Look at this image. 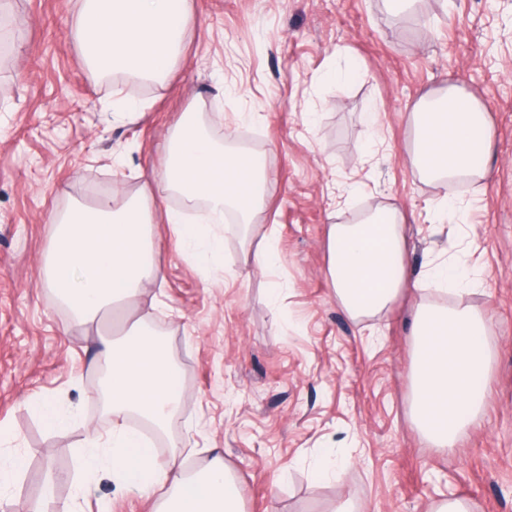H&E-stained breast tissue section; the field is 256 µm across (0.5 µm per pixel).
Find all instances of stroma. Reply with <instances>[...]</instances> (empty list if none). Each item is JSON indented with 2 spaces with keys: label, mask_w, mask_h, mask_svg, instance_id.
I'll list each match as a JSON object with an SVG mask.
<instances>
[{
  "label": "stroma",
  "mask_w": 512,
  "mask_h": 512,
  "mask_svg": "<svg viewBox=\"0 0 512 512\" xmlns=\"http://www.w3.org/2000/svg\"><path fill=\"white\" fill-rule=\"evenodd\" d=\"M75 5L0 0V424L18 436L0 457L23 461L0 512L152 510L111 471L80 476L88 430L112 428L88 363L116 318L68 325L42 262L50 213L154 191L187 112L226 151L264 158V202L250 224L230 211L217 225L215 274L186 258L172 227H154L161 274L120 317L153 326L177 368L181 399L159 462L175 440L189 470L221 453L244 512H429L449 491L474 512H512V0H416L405 12L385 0H190L180 55L134 89L85 64ZM451 86L492 130L487 177L454 185L409 161L412 105ZM117 97L137 115L116 114ZM446 199L456 210L445 215ZM381 208L405 219L412 280L454 258L479 288L409 287L351 318L327 277V228ZM270 237L279 260L262 273L248 259ZM425 304L478 312L494 349L483 415L450 452L410 415L411 326ZM32 394L76 423L49 428L26 407ZM320 459L347 467L318 481Z\"/></svg>",
  "instance_id": "stroma-1"
}]
</instances>
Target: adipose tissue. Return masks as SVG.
<instances>
[{
	"instance_id": "1",
	"label": "adipose tissue",
	"mask_w": 512,
	"mask_h": 512,
	"mask_svg": "<svg viewBox=\"0 0 512 512\" xmlns=\"http://www.w3.org/2000/svg\"><path fill=\"white\" fill-rule=\"evenodd\" d=\"M188 21V0H79L73 24L79 50L92 67L154 77L168 70ZM411 116L416 137L410 163L422 177L443 183L487 176L491 131L476 99L452 88L439 100L415 104ZM263 185L261 156L224 151L184 114L164 144L156 194L134 195L119 207L104 198L52 215L56 232L43 261L44 280L70 309L72 322H95L159 277L153 247L157 223L176 227L183 251L197 265L220 264L223 241L203 226L185 223L182 212L159 210L157 195L175 192L190 202L206 201L211 224L223 223L228 208L248 222ZM327 243L328 277L351 317L383 311L409 280L398 210H377L357 224L329 225ZM411 334L414 423L435 447L454 450L483 412L485 395L478 385L493 359L487 323L465 308L425 306ZM93 365L103 371L100 400L112 429L105 437L88 433L82 471L111 470L127 491L144 496L164 486L156 512H240L237 487L221 456L190 476L174 457L159 466L152 449L126 426V414L134 413L165 429L180 402L175 368L141 325L119 338L100 337Z\"/></svg>"
}]
</instances>
